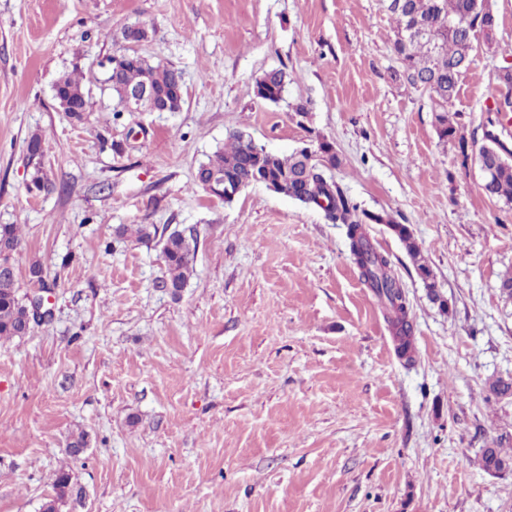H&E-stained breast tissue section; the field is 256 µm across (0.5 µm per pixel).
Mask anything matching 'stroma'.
<instances>
[{
    "label": "stroma",
    "instance_id": "stroma-1",
    "mask_svg": "<svg viewBox=\"0 0 512 512\" xmlns=\"http://www.w3.org/2000/svg\"><path fill=\"white\" fill-rule=\"evenodd\" d=\"M491 4L448 106L468 138L512 65V0ZM393 40L385 0H0V224L20 227L22 292L42 264L52 311L0 340V512H41L63 467L59 512H512V466L481 464L512 454V397L489 390L512 377V205L440 139ZM131 48L181 71L180 111L114 116L107 60ZM275 68L289 81L269 103L255 83ZM74 70L79 121L53 97ZM235 132L280 155L327 139L334 181L409 228L440 302L388 225L365 226L406 293L411 360L343 225L261 184L230 203L194 185ZM34 135L65 193L32 189ZM122 224L196 236L179 295L157 240Z\"/></svg>",
    "mask_w": 512,
    "mask_h": 512
}]
</instances>
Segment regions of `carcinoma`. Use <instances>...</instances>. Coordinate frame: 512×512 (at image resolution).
Listing matches in <instances>:
<instances>
[{"mask_svg": "<svg viewBox=\"0 0 512 512\" xmlns=\"http://www.w3.org/2000/svg\"><path fill=\"white\" fill-rule=\"evenodd\" d=\"M387 10L395 18L396 38L393 49L403 65L402 77L414 88L426 91L435 104V119L439 137L458 140L461 154L468 157V143L460 129L448 119V103L455 97L459 82L468 68L475 49L474 30L490 21L483 12V0H386ZM112 74L107 79L116 105L125 101L144 82H149L154 96L150 107L178 112L183 99L176 94L182 74L175 68L163 67L150 58L132 54L131 59H110ZM286 72L272 69L264 72L255 85L256 96L277 102L287 84ZM83 77L75 73L62 75L54 85L59 105L70 117L80 120L90 111V102L82 86ZM253 139L242 132L229 136L224 149L218 150L197 168L195 182L204 187L214 174H222L228 182L242 188L263 183L275 192L305 205H320L325 218L346 228L349 249L362 282L384 305L387 320L398 340L400 356L411 359L413 326L406 308V297L401 282L395 277L391 262L378 253L367 237V222L389 225L404 243L418 275L428 288L431 299L439 295L433 274L421 256V251L410 231L403 224L380 214L368 213L336 184L327 172L336 167L338 158L329 143L310 155L292 152L273 154L252 146ZM477 161L495 169L490 181L482 183L486 196L505 204H512V160L509 151L498 142L482 144L475 149ZM132 233L139 241H148L157 235L151 224H140L132 229L121 225L116 229L120 237ZM20 245L18 225L0 224V265L11 261ZM197 238L179 231L165 239L162 256L166 273L161 287L176 296L185 288L194 273ZM26 295L20 293L15 274L0 272V339L23 337L31 331ZM512 462L499 448H486L482 467L500 471Z\"/></svg>", "mask_w": 512, "mask_h": 512, "instance_id": "obj_1", "label": "carcinoma"}]
</instances>
